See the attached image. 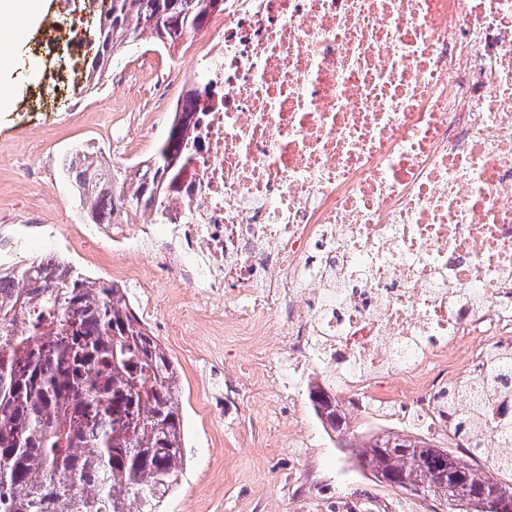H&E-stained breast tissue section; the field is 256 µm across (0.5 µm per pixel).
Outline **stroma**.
Instances as JSON below:
<instances>
[{
  "mask_svg": "<svg viewBox=\"0 0 512 512\" xmlns=\"http://www.w3.org/2000/svg\"><path fill=\"white\" fill-rule=\"evenodd\" d=\"M42 31V25L30 27L13 47L15 65L8 76L13 104L0 111V237L14 242L0 262L20 266L55 253L89 280L105 278L124 286L134 311L177 366L187 458L181 483L166 496L163 512H315L299 494L303 486L319 489L329 512H347L352 503L362 512L376 507L423 512V500L378 482L357 464L355 449L326 435L309 401L304 370L296 371L294 386L272 388L258 367L240 365L233 348L241 337L226 335L223 324L208 323L205 312H192L194 289L165 278L153 294H145L120 275L124 257L84 219L85 204L63 172L65 156L91 146L106 160L130 165L155 151L171 122L158 102L149 100L131 148L115 147L102 133L123 108L112 95L113 84L148 57L153 82L176 93L170 82L175 69L196 65L204 40H185L174 51L143 41L128 44L92 81L87 75L95 49L83 44L79 75L67 99L34 111L27 106L29 91L39 88L48 97L55 91L49 80L57 68L55 55L35 52ZM235 376L245 379L236 398L225 387ZM292 406L308 430L303 452L291 447V431L268 417L269 411L284 414Z\"/></svg>",
  "mask_w": 512,
  "mask_h": 512,
  "instance_id": "35a3bbf8",
  "label": "stroma"
}]
</instances>
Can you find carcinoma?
I'll list each match as a JSON object with an SVG mask.
<instances>
[{
  "mask_svg": "<svg viewBox=\"0 0 512 512\" xmlns=\"http://www.w3.org/2000/svg\"><path fill=\"white\" fill-rule=\"evenodd\" d=\"M211 0H111L89 76L99 77L115 51L138 40L177 48L209 18ZM199 90L184 96L183 118L146 160L116 166L85 150L64 174L90 202L91 224H133L154 206L163 176L182 146L184 117ZM0 329L36 302L46 336L33 346L13 336L0 343V512H159L186 460L178 374L166 351L134 312L127 289L90 281L48 254L0 267ZM318 418L339 434L345 409L309 386ZM460 440L478 435L472 416L445 406ZM401 447L387 450L380 434L359 445L364 463L385 473L434 483L431 442L390 433ZM474 488L512 484L479 475L464 454L442 449Z\"/></svg>",
  "mask_w": 512,
  "mask_h": 512,
  "instance_id": "carcinoma-1",
  "label": "carcinoma"
}]
</instances>
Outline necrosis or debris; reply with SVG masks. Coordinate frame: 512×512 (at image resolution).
Returning <instances> with one entry per match:
<instances>
[{"label": "necrosis or debris", "instance_id": "1", "mask_svg": "<svg viewBox=\"0 0 512 512\" xmlns=\"http://www.w3.org/2000/svg\"><path fill=\"white\" fill-rule=\"evenodd\" d=\"M161 212L115 224L152 288L180 286L231 335L281 337L348 413L408 415L481 475L512 462V0H224ZM497 368L493 391L479 382ZM448 400H451L450 396L445 400L444 407L448 418L452 420L455 432L457 436H459L460 440L467 441L476 437L478 435V431L474 426L472 416L462 410H458L453 407L452 404H449L448 406Z\"/></svg>", "mask_w": 512, "mask_h": 512}]
</instances>
